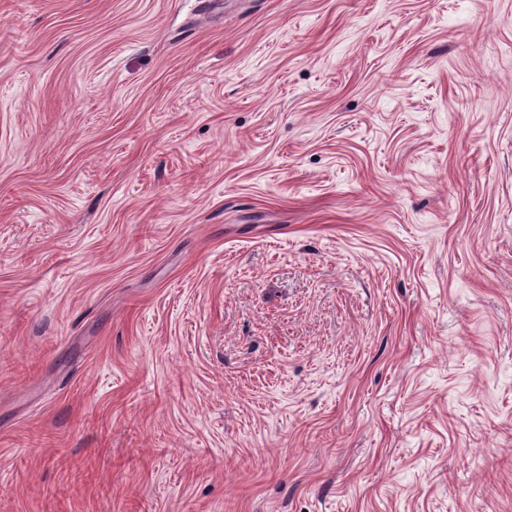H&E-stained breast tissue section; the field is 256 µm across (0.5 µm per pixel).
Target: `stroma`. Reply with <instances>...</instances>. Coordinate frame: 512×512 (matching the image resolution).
I'll return each mask as SVG.
<instances>
[{
	"label": "stroma",
	"instance_id": "35a3bbf8",
	"mask_svg": "<svg viewBox=\"0 0 512 512\" xmlns=\"http://www.w3.org/2000/svg\"><path fill=\"white\" fill-rule=\"evenodd\" d=\"M0 512H512V0H0Z\"/></svg>",
	"mask_w": 512,
	"mask_h": 512
}]
</instances>
